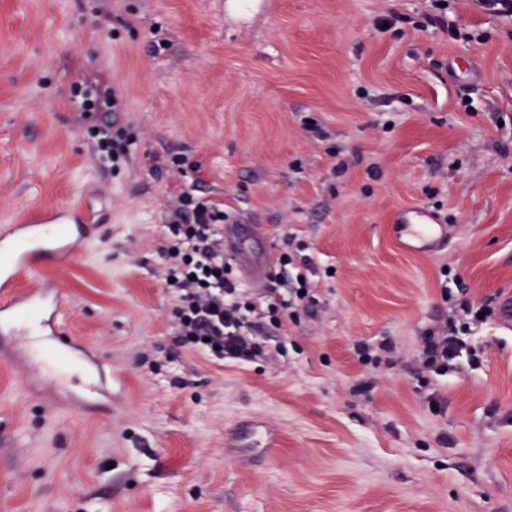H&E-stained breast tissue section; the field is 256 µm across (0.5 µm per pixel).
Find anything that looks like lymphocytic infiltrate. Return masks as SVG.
Returning a JSON list of instances; mask_svg holds the SVG:
<instances>
[{
    "label": "lymphocytic infiltrate",
    "instance_id": "lymphocytic-infiltrate-1",
    "mask_svg": "<svg viewBox=\"0 0 512 512\" xmlns=\"http://www.w3.org/2000/svg\"><path fill=\"white\" fill-rule=\"evenodd\" d=\"M227 215L210 199L181 193L169 210L164 260V286L174 298L172 323L178 343L218 361L247 364L267 357L268 337L281 336L291 322L308 311L314 298L303 269L311 260L305 244L282 248L262 295L243 288L224 259ZM302 264L301 272L289 266ZM480 309L452 310L423 336L419 374L446 375L460 357L461 336L469 321L481 320Z\"/></svg>",
    "mask_w": 512,
    "mask_h": 512
}]
</instances>
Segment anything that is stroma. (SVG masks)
Masks as SVG:
<instances>
[{
  "label": "stroma",
  "instance_id": "stroma-1",
  "mask_svg": "<svg viewBox=\"0 0 512 512\" xmlns=\"http://www.w3.org/2000/svg\"><path fill=\"white\" fill-rule=\"evenodd\" d=\"M429 11L0 0V225L98 215L72 261L20 281L61 286L62 335L26 352L0 335V512H512V332L489 316L467 337L477 362L415 374L451 310L443 281L491 307L512 290V14L448 0L447 31ZM109 90L122 112L85 110ZM109 125L131 141L116 169L92 155ZM189 188L266 225L269 248L310 244L318 303L287 357L217 364L176 343L158 249ZM414 205L447 224L446 251L397 247L390 221ZM387 338L394 369L360 361ZM247 423L276 448L230 443Z\"/></svg>",
  "mask_w": 512,
  "mask_h": 512
}]
</instances>
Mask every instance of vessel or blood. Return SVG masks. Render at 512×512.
<instances>
[{
  "instance_id": "obj_1",
  "label": "vessel or blood",
  "mask_w": 512,
  "mask_h": 512,
  "mask_svg": "<svg viewBox=\"0 0 512 512\" xmlns=\"http://www.w3.org/2000/svg\"><path fill=\"white\" fill-rule=\"evenodd\" d=\"M71 221L69 209L53 207L37 210L24 223L0 227V322L10 324L33 315L49 335H58L66 306L60 290L53 286L23 289L19 280L34 272L36 259L67 262L76 257L79 240L64 229ZM394 234L401 250L409 254L430 256L448 246L447 225L420 207L397 214ZM224 251L238 261L244 279L256 287L264 286L271 252L246 256L235 224L224 227Z\"/></svg>"
}]
</instances>
